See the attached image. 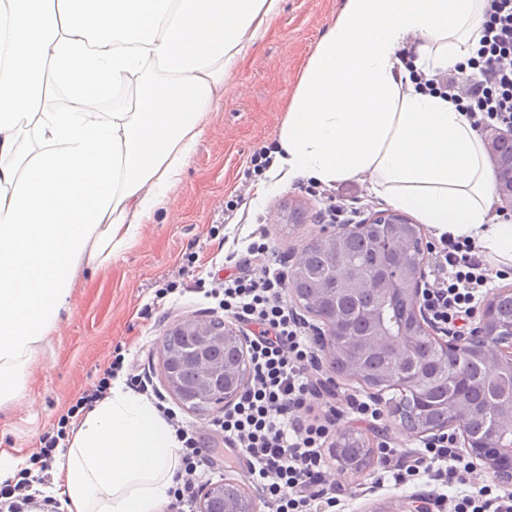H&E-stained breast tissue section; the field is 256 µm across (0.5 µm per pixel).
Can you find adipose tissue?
<instances>
[{
    "label": "adipose tissue",
    "instance_id": "adipose-tissue-1",
    "mask_svg": "<svg viewBox=\"0 0 512 512\" xmlns=\"http://www.w3.org/2000/svg\"><path fill=\"white\" fill-rule=\"evenodd\" d=\"M281 0H0V404L80 273L111 264L164 208L207 117ZM486 0H344L300 72L272 175L361 179L436 235L512 266L485 144L416 84L465 61ZM416 40L414 68L399 51ZM180 444L124 374L85 413L54 477L66 512H158Z\"/></svg>",
    "mask_w": 512,
    "mask_h": 512
}]
</instances>
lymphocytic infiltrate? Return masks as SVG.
<instances>
[{
  "instance_id": "lymphocytic-infiltrate-1",
  "label": "lymphocytic infiltrate",
  "mask_w": 512,
  "mask_h": 512,
  "mask_svg": "<svg viewBox=\"0 0 512 512\" xmlns=\"http://www.w3.org/2000/svg\"><path fill=\"white\" fill-rule=\"evenodd\" d=\"M465 66L466 73L439 71L426 84L465 112L474 129L512 130V0H486L478 47ZM269 252L264 232H252L245 250L227 252L219 268L192 280L194 292L217 299L247 338L252 386L216 419V433L223 436L240 469L261 488L269 512H335L336 490L323 487L321 478L323 448L339 417L332 410L312 420L303 415L317 391V380L307 373L317 354L288 303V276L269 263ZM434 253V279L422 304L436 324L448 328L477 310L487 284L485 261L468 238L442 236ZM122 370L133 390L147 393L146 377L125 370L123 357L115 356L98 383L60 417L56 433L43 435L32 467L0 486V512H58L57 501L37 497L34 488L45 484L47 460L54 448L66 443L71 420L101 400L112 377ZM160 412L181 444L170 508L194 512L196 491L214 464L215 449L171 408L161 407ZM470 468L454 437L442 435L413 458L396 462L389 473L401 486L425 476L447 487ZM448 512H512V495L498 494L495 486L486 484L477 492L452 497Z\"/></svg>"
}]
</instances>
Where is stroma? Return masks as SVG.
I'll use <instances>...</instances> for the list:
<instances>
[{
	"label": "stroma",
	"mask_w": 512,
	"mask_h": 512,
	"mask_svg": "<svg viewBox=\"0 0 512 512\" xmlns=\"http://www.w3.org/2000/svg\"><path fill=\"white\" fill-rule=\"evenodd\" d=\"M342 4L343 0H283L279 17L255 39L226 84L223 101L208 117L205 134L173 191L171 207L141 225L136 245L106 269L78 277L70 312L62 314L30 364L26 398L0 405V448L25 457L39 451L41 436L97 382L114 355H123L126 363L149 373L155 389H163L160 348L170 325L179 319L224 316L215 300L191 291L172 294L169 303L153 307L156 290L179 280L184 254L195 253L198 264L207 265L221 238L242 239L259 229L268 237L273 259L283 261L319 236L322 224L317 214L324 209L325 198L301 192L296 180L257 198L249 178L250 160L260 147L276 143L294 88L293 74ZM237 195L242 201L233 219L225 220V204ZM297 203L306 212L303 223H285L283 213ZM319 377L332 384L312 399V415H323L332 406L345 408L350 395L373 397L385 413L380 428H361L376 451L363 472L339 475L333 453L325 455V477L336 487L341 512H364L373 504H396L413 495L430 497L434 484L428 479L398 486L384 476L381 443H389L402 456L424 447L423 439L402 428L395 411L398 391L372 392L357 381L332 378L324 371Z\"/></svg>",
	"instance_id": "stroma-1"
}]
</instances>
